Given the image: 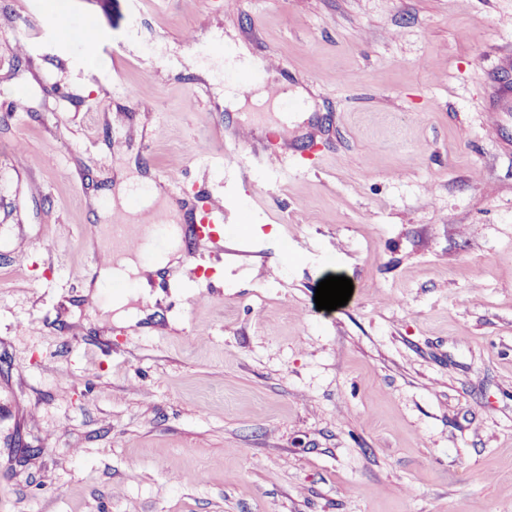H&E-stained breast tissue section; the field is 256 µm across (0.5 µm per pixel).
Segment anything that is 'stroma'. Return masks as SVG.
Returning <instances> with one entry per match:
<instances>
[{"mask_svg":"<svg viewBox=\"0 0 512 512\" xmlns=\"http://www.w3.org/2000/svg\"><path fill=\"white\" fill-rule=\"evenodd\" d=\"M28 2L0 0V512H512V0ZM214 33L269 99L179 68ZM131 177L251 223L103 327L85 231Z\"/></svg>","mask_w":512,"mask_h":512,"instance_id":"stroma-1","label":"stroma"}]
</instances>
